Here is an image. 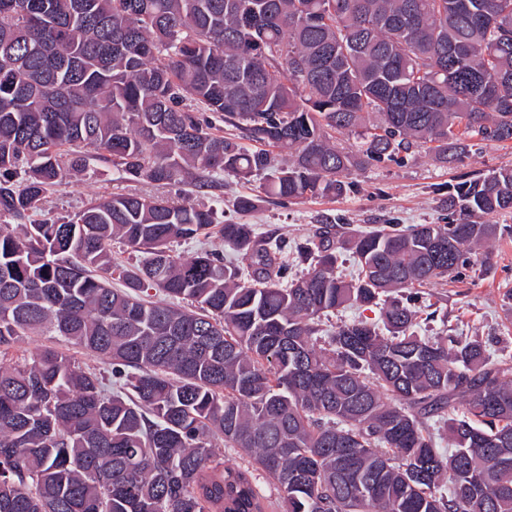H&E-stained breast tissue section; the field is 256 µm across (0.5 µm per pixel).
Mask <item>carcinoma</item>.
Listing matches in <instances>:
<instances>
[{"instance_id":"carcinoma-1","label":"carcinoma","mask_w":512,"mask_h":512,"mask_svg":"<svg viewBox=\"0 0 512 512\" xmlns=\"http://www.w3.org/2000/svg\"><path fill=\"white\" fill-rule=\"evenodd\" d=\"M474 137L512 142V0H0V354L40 332L111 367L52 346L0 366V512H267L260 475L286 512H512V365L412 331L420 287L512 235L470 221L512 210L511 167L452 186L446 224H323L294 277L281 241L211 204L109 192L42 216L96 158L203 194L260 176L246 212L341 196L414 147L452 165ZM214 227L237 262L171 249ZM355 304L381 324L318 344Z\"/></svg>"}]
</instances>
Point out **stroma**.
<instances>
[{
	"label": "stroma",
	"instance_id": "35a3bbf8",
	"mask_svg": "<svg viewBox=\"0 0 512 512\" xmlns=\"http://www.w3.org/2000/svg\"><path fill=\"white\" fill-rule=\"evenodd\" d=\"M512 166V142L478 143L463 162L444 167L425 152H417L406 166L372 167L355 177V188L336 198H312L279 206L264 203L248 214L234 211L235 196L251 194L255 182L225 176L219 194L224 198V217L255 225L258 232L289 241L314 231L320 219L348 224L358 230L376 224H437L449 185L459 176ZM91 176L71 177L53 190L45 203L46 212L68 215L83 209L99 194L123 189L124 184L111 164L98 162ZM491 258L490 270H476L464 282H443L426 286L428 306L419 314L416 332L422 336L464 334L482 338L495 361H512V236L490 241L480 250ZM56 346L86 369L102 371L103 363L92 354L65 343H51L45 336L20 337L0 363L32 356L46 346Z\"/></svg>",
	"mask_w": 512,
	"mask_h": 512
}]
</instances>
